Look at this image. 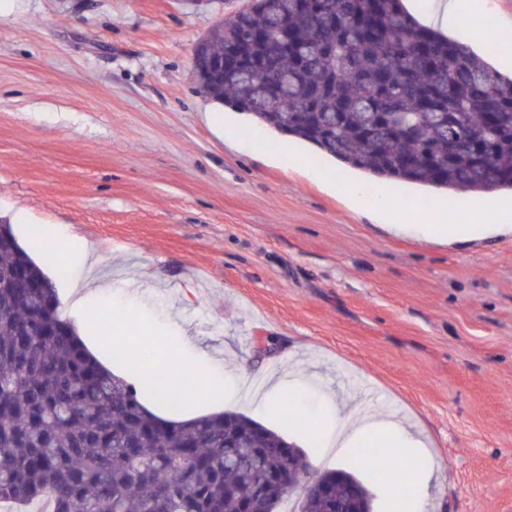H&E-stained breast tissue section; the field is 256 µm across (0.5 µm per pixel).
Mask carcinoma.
<instances>
[{"label":"carcinoma","instance_id":"obj_1","mask_svg":"<svg viewBox=\"0 0 512 512\" xmlns=\"http://www.w3.org/2000/svg\"><path fill=\"white\" fill-rule=\"evenodd\" d=\"M224 58V78L208 68ZM197 79L216 101L370 176L461 193H512V76L420 23L403 0H251L224 21ZM104 372L43 269L0 224V506L50 512H276L287 440L235 411L176 422L142 403L166 384ZM381 476L404 462L354 450ZM339 496L371 495L353 472ZM300 512H336L312 495Z\"/></svg>","mask_w":512,"mask_h":512}]
</instances>
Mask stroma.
I'll use <instances>...</instances> for the list:
<instances>
[{
    "instance_id": "35a3bbf8",
    "label": "stroma",
    "mask_w": 512,
    "mask_h": 512,
    "mask_svg": "<svg viewBox=\"0 0 512 512\" xmlns=\"http://www.w3.org/2000/svg\"><path fill=\"white\" fill-rule=\"evenodd\" d=\"M248 0H0V224L102 258L119 342L160 362L318 376L332 404L395 413L439 463L429 512H512V234L435 244L444 195L319 156L214 102L195 44ZM294 153L279 159L283 146ZM370 185L350 203L340 176ZM448 225L446 223L438 224H411L404 216L396 217L395 224H389L390 229L396 233H412L422 238H427L433 241L447 242L448 243V227L451 221L448 217Z\"/></svg>"
}]
</instances>
